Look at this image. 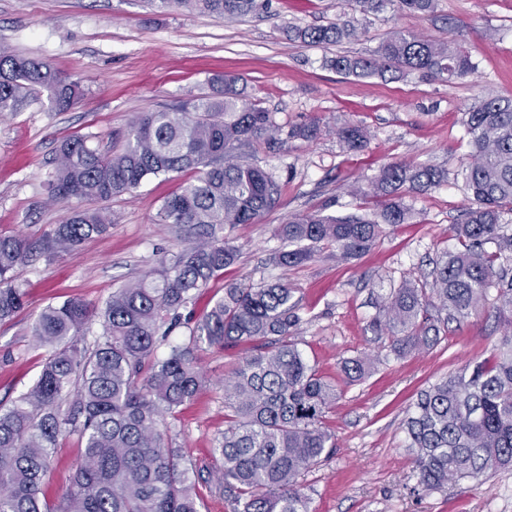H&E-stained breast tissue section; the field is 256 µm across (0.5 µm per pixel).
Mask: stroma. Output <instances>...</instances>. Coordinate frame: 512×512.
Here are the masks:
<instances>
[{
    "label": "stroma",
    "mask_w": 512,
    "mask_h": 512,
    "mask_svg": "<svg viewBox=\"0 0 512 512\" xmlns=\"http://www.w3.org/2000/svg\"><path fill=\"white\" fill-rule=\"evenodd\" d=\"M339 19L365 29V36L316 46L288 33L292 25ZM395 29L461 45L476 62L475 73L451 84L418 73L361 78L330 66L339 54H371ZM0 46L50 61L81 79L84 90L63 112L52 110L43 92L31 93L16 111L0 112L1 233L36 241L68 216L69 205L50 201L45 186L63 140L90 135L102 151L118 152L134 115L212 94L215 78L236 77L279 129L276 144L261 139L242 153L281 192L259 223L222 229L239 256L200 291L195 312L209 310L227 285L277 281L292 290L301 318L295 338L323 376L343 382L348 359L375 361L365 378L345 385L323 420L336 448L302 479L312 512H512V469L412 493L404 430L418 392L488 358L512 326L506 316L486 306L449 324L432 349L405 357L395 355L388 336L369 328L391 289L408 279L425 281L457 245L452 227L472 205L460 176L472 151L465 112L483 94L512 97V0H435L427 15L392 5L363 15L347 0H267L257 14L232 22L182 8L159 13L146 0H0ZM309 123L320 127L316 138L291 136L292 128ZM345 123L367 129L365 148L342 147L335 131ZM395 161L430 165L447 178L427 190L401 188L396 198L410 210L407 222L383 225L357 258L340 260L334 248L321 247L301 266L272 264L284 245L277 229L296 216L378 218L380 206L359 190ZM188 179L185 173L146 178L133 192L104 202L112 218L107 233L73 255H41L18 270L26 304L0 324V402L18 400L41 370L47 352L32 346L30 328L47 306L71 298L102 305L129 281L158 277L161 256L194 244L185 228L160 215L166 198ZM249 351L246 343L201 345L196 357L209 386L164 417L173 447L200 473L201 512H231L212 484L222 463L214 440L224 431L221 382ZM81 456L78 434L62 435L42 486L47 501L58 503L71 489Z\"/></svg>",
    "instance_id": "1"
}]
</instances>
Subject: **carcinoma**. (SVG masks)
<instances>
[{"label": "carcinoma", "mask_w": 512, "mask_h": 512, "mask_svg": "<svg viewBox=\"0 0 512 512\" xmlns=\"http://www.w3.org/2000/svg\"><path fill=\"white\" fill-rule=\"evenodd\" d=\"M426 14L434 0H351L353 10L379 13L387 4ZM157 9L174 6L236 20L260 11L263 0H150ZM304 43L337 44L365 35L351 23L293 27ZM345 75L419 72L453 82L477 65L463 47L395 30L369 57L338 55L331 60ZM47 93L58 110L83 95L81 80L64 77L46 60L20 57L0 48V112H14L27 93ZM473 152L463 170L475 207L454 225L459 248L445 253L429 286L404 281L393 289L378 317L377 334L390 335L399 356L431 349L441 326L429 308L460 322L493 302L512 315V275L503 254L512 235L502 218L512 214V97H481L466 112ZM270 113L244 99L236 78L224 76L213 96L180 108L142 112L131 121L124 149L101 152L91 137L60 145L48 179L50 196L77 203L106 201L137 188L149 176L191 170L196 179L162 205V217L193 232L201 243L159 259L160 279L140 278L112 293L104 307L71 298L45 308L31 327L36 347L48 357L34 384L10 407L0 406V512H200L191 473L195 466L171 447L162 418L208 383L196 364L199 344L252 345V352L224 377V433L215 440L222 457L219 492L232 512H310L299 478L336 447L322 419L340 396L336 383L310 365L295 340L300 321L292 291L281 283L230 286L196 322L189 340L156 357L159 338L180 323L201 288L234 263L239 250L218 236L224 225L254 224L270 210L280 186L235 150L254 140H276ZM350 150L367 143L357 125L336 130ZM445 172L405 162L384 166L371 181L373 194L410 182L432 187ZM408 210L393 201L380 220L306 215L281 225L295 245L276 256L280 266L310 260L318 245L336 247L351 259L368 251L381 224H403ZM110 228L107 213L75 207L40 241L0 234V322L24 306L13 273L39 254L71 255L83 242ZM495 244L496 250L487 249ZM98 320L102 334L89 346L87 325ZM372 360L350 359L342 372L350 382L371 370ZM78 432L81 464L74 486L50 506L40 497L52 449L66 430ZM412 458L413 492L440 490L456 479H479L512 467V335L492 355L443 377L420 391L405 420Z\"/></svg>", "instance_id": "1"}]
</instances>
